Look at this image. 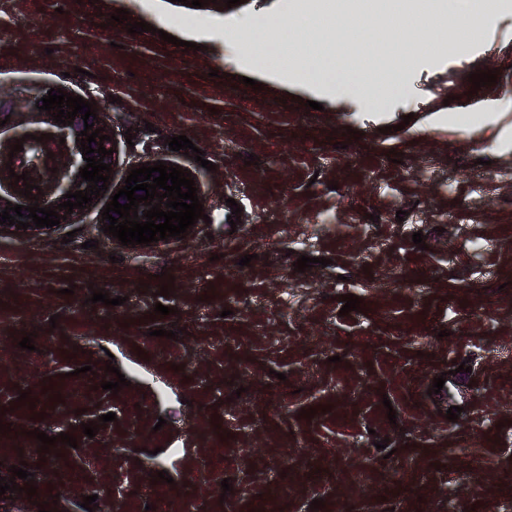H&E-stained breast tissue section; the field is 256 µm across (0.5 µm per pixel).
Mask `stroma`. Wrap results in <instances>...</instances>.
Segmentation results:
<instances>
[{
    "mask_svg": "<svg viewBox=\"0 0 512 512\" xmlns=\"http://www.w3.org/2000/svg\"><path fill=\"white\" fill-rule=\"evenodd\" d=\"M292 2L0 0V91L91 95L112 128V189L131 166L166 161L203 181L209 217L191 238L134 251L100 238L105 192L74 238H0V463L26 462L39 493L2 494L0 512H85L90 495L120 512L185 499L252 512L273 490L276 512H314L315 499V512H512V0H480L492 21L465 52L440 45L371 110L225 52L244 17L296 31ZM119 9L127 24L112 23ZM141 20L151 31L128 34ZM488 70L496 84L474 88L469 74ZM466 110L486 122H457ZM173 135L213 169L170 150ZM303 233L312 249L297 247ZM303 254L330 264L297 272ZM95 287L124 304L90 303ZM348 294L361 305L343 317ZM158 304L171 314L154 316ZM121 375L118 393L101 389ZM35 429L77 444L40 454Z\"/></svg>",
    "mask_w": 512,
    "mask_h": 512,
    "instance_id": "obj_1",
    "label": "stroma"
}]
</instances>
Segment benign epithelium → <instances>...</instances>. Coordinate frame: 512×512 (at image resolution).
<instances>
[{"label": "benign epithelium", "mask_w": 512, "mask_h": 512, "mask_svg": "<svg viewBox=\"0 0 512 512\" xmlns=\"http://www.w3.org/2000/svg\"><path fill=\"white\" fill-rule=\"evenodd\" d=\"M48 94L43 90L35 93L26 99L5 98L0 95V121L5 116H10V121L0 126V211L7 203L14 205L31 206L39 203V207H55L59 204V198L69 191L87 190V182L78 177L80 168L86 165L82 152L79 151L80 144L76 143L78 133L84 130V123H92L94 127H103V134L112 135L102 113H97L98 120L83 121L81 116H76L73 124H57L46 111L36 109L37 101ZM51 133L53 139L36 142L32 139L23 141L24 151L14 153V157H8L11 146L15 140L26 134H33L37 137ZM65 138V143H60V138ZM54 153L48 157L47 153ZM11 165L18 175L29 172L34 178L32 184L38 185L43 190V196L39 200L27 199L19 194L22 185L10 186L9 170L6 165ZM55 168L57 172L52 173L50 169ZM97 198L85 205V209H73V213L67 215V220L60 221V225L53 227L35 228L33 226L19 230L16 226L0 225V237L9 236L14 239L28 240L47 237L54 234L59 226L74 222L79 217L91 211L95 206Z\"/></svg>", "instance_id": "obj_1"}]
</instances>
